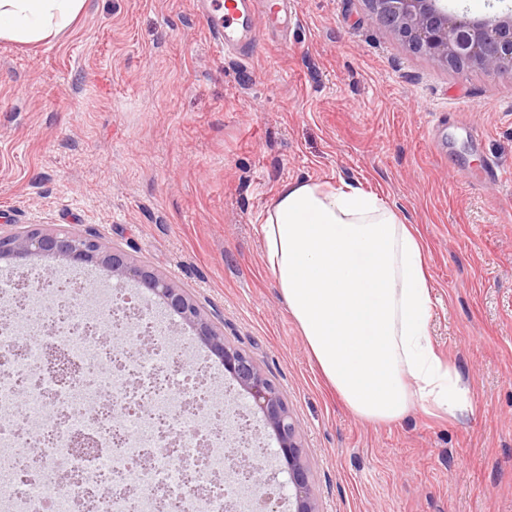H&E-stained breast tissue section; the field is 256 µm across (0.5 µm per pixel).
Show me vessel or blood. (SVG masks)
Segmentation results:
<instances>
[{"label": "vessel or blood", "mask_w": 512, "mask_h": 512, "mask_svg": "<svg viewBox=\"0 0 512 512\" xmlns=\"http://www.w3.org/2000/svg\"><path fill=\"white\" fill-rule=\"evenodd\" d=\"M205 21L211 44L242 60L251 59L269 31L297 24L291 0H194Z\"/></svg>", "instance_id": "1"}]
</instances>
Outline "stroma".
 I'll return each instance as SVG.
<instances>
[{"label":"stroma","instance_id":"stroma-1","mask_svg":"<svg viewBox=\"0 0 512 512\" xmlns=\"http://www.w3.org/2000/svg\"><path fill=\"white\" fill-rule=\"evenodd\" d=\"M297 2L287 43L247 62L211 49L192 0H86L50 42L0 40V231L91 229L184 288L281 389L321 512H512V75L412 52L366 0ZM490 159L506 181L474 182ZM306 180L415 226L429 338L470 409L371 425L328 387L258 233ZM164 342L206 364L198 385L230 386L177 317ZM234 406L287 501L276 440L246 394Z\"/></svg>","mask_w":512,"mask_h":512}]
</instances>
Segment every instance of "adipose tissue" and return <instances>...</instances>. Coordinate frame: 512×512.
I'll return each instance as SVG.
<instances>
[{
	"label": "adipose tissue",
	"mask_w": 512,
	"mask_h": 512,
	"mask_svg": "<svg viewBox=\"0 0 512 512\" xmlns=\"http://www.w3.org/2000/svg\"><path fill=\"white\" fill-rule=\"evenodd\" d=\"M86 0H0V39L49 41ZM264 261L309 353L347 410L393 424L414 408L449 416L470 399L427 334L423 243L379 196L346 184H285L258 227Z\"/></svg>",
	"instance_id": "adipose-tissue-1"
}]
</instances>
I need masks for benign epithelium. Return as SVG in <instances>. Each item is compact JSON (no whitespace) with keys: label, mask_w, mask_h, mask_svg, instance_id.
<instances>
[{"label":"benign epithelium","mask_w":512,"mask_h":512,"mask_svg":"<svg viewBox=\"0 0 512 512\" xmlns=\"http://www.w3.org/2000/svg\"><path fill=\"white\" fill-rule=\"evenodd\" d=\"M372 19L398 37L410 50L444 64L478 67L490 74L512 72V11L483 19L451 13L444 0H367ZM48 255L72 267L94 264L112 277L130 279L155 296L166 309L196 331V336L224 361V371L249 394L262 412L266 427L275 436L288 460L294 487L293 512H321L311 485L310 469L303 456L296 425L280 388L264 377L255 360L228 344L223 332L184 289L120 249L108 245L97 233L63 234L40 228L17 234L0 233V259ZM225 459L239 463L233 478L225 479L227 494L245 487L255 499L254 512H278L277 474L267 472L264 460L239 448Z\"/></svg>","instance_id":"obj_1"}]
</instances>
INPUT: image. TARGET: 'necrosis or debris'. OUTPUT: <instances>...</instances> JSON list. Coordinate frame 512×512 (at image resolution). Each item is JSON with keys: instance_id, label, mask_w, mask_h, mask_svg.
Masks as SVG:
<instances>
[{"instance_id": "necrosis-or-debris-1", "label": "necrosis or debris", "mask_w": 512, "mask_h": 512, "mask_svg": "<svg viewBox=\"0 0 512 512\" xmlns=\"http://www.w3.org/2000/svg\"><path fill=\"white\" fill-rule=\"evenodd\" d=\"M42 291L28 289L22 320L9 312L13 295L0 289V485L12 491L6 512H78L82 502L93 512H227L224 488L199 496L196 488L209 472L222 470L218 452L224 433L217 423L224 409L209 390L196 389L195 372L186 362L173 360L163 344L149 347L130 359L132 342L141 335H161L162 321L152 314L139 316L120 331L82 306L70 279H63L54 303ZM115 334L116 346L102 343ZM138 375L139 392H132L117 369ZM195 391V412L175 406L177 393ZM108 402H100L101 392ZM27 399L26 414L39 421L34 444L37 468H25L14 449L21 430L15 409L17 395ZM179 429L180 447L172 448L167 430ZM211 439L216 455L206 463L194 461L199 440ZM67 464L66 476L46 489L42 470ZM121 477L135 495L100 494V486Z\"/></svg>"}]
</instances>
